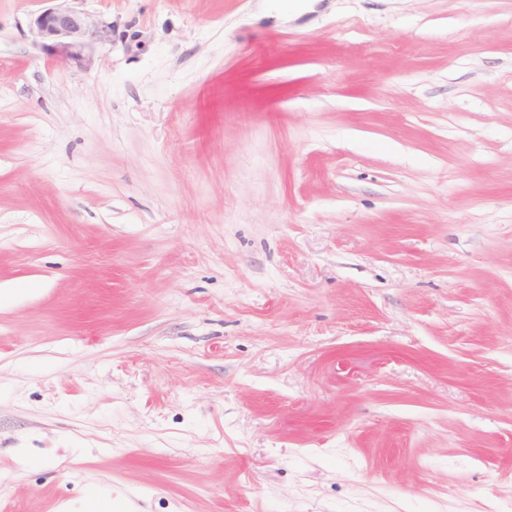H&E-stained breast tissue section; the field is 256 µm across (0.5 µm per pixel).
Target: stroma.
Returning a JSON list of instances; mask_svg holds the SVG:
<instances>
[{
  "mask_svg": "<svg viewBox=\"0 0 512 512\" xmlns=\"http://www.w3.org/2000/svg\"><path fill=\"white\" fill-rule=\"evenodd\" d=\"M301 3L0 0V512H512V0ZM42 50L62 64L91 67L92 49L112 40V25L73 7H49L33 19ZM128 505L118 499H112V491L95 489L75 506L64 505L62 512H127Z\"/></svg>",
  "mask_w": 512,
  "mask_h": 512,
  "instance_id": "obj_1",
  "label": "stroma"
}]
</instances>
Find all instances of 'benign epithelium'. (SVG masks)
Segmentation results:
<instances>
[{"label":"benign epithelium","instance_id":"7a95c632","mask_svg":"<svg viewBox=\"0 0 512 512\" xmlns=\"http://www.w3.org/2000/svg\"><path fill=\"white\" fill-rule=\"evenodd\" d=\"M42 50L62 64L94 65L92 49L112 41V25L73 7H49L33 19Z\"/></svg>","mask_w":512,"mask_h":512}]
</instances>
